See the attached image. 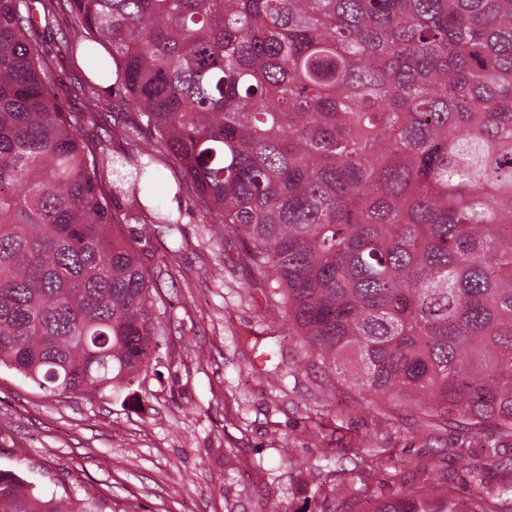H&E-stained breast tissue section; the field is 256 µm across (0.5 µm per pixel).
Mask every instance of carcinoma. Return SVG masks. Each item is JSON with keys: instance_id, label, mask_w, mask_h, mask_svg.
Wrapping results in <instances>:
<instances>
[{"instance_id": "carcinoma-1", "label": "carcinoma", "mask_w": 512, "mask_h": 512, "mask_svg": "<svg viewBox=\"0 0 512 512\" xmlns=\"http://www.w3.org/2000/svg\"><path fill=\"white\" fill-rule=\"evenodd\" d=\"M157 139L114 153L61 111L54 12L0 0V366L50 395L128 387L159 348L139 242L109 207L168 157L241 235L334 377L512 433V0H58ZM370 512H505L352 483ZM0 512H57L0 469Z\"/></svg>"}]
</instances>
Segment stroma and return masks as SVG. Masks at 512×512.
<instances>
[{"label": "stroma", "instance_id": "obj_1", "mask_svg": "<svg viewBox=\"0 0 512 512\" xmlns=\"http://www.w3.org/2000/svg\"><path fill=\"white\" fill-rule=\"evenodd\" d=\"M68 16L38 42L62 111L89 112L86 133L115 151L155 138L132 105L113 136L116 101L86 63L59 54ZM164 204L179 224L141 234L150 276L165 297L158 359L142 381L75 394H46L0 368V469L19 473L44 499L96 498L103 512H367L368 505L316 493L327 470L383 495L417 484L461 497L512 483V446L498 430L473 432L340 385L259 290L241 240L207 224L192 192L176 191L169 159L154 165ZM358 456L355 470L337 459Z\"/></svg>", "mask_w": 512, "mask_h": 512}]
</instances>
